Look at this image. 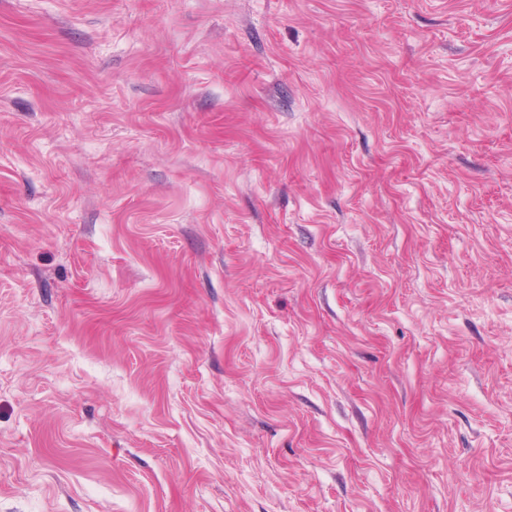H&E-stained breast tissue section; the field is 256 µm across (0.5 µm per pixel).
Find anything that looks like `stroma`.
<instances>
[{"instance_id":"stroma-1","label":"stroma","mask_w":512,"mask_h":512,"mask_svg":"<svg viewBox=\"0 0 512 512\" xmlns=\"http://www.w3.org/2000/svg\"><path fill=\"white\" fill-rule=\"evenodd\" d=\"M0 512H512V0H0Z\"/></svg>"}]
</instances>
